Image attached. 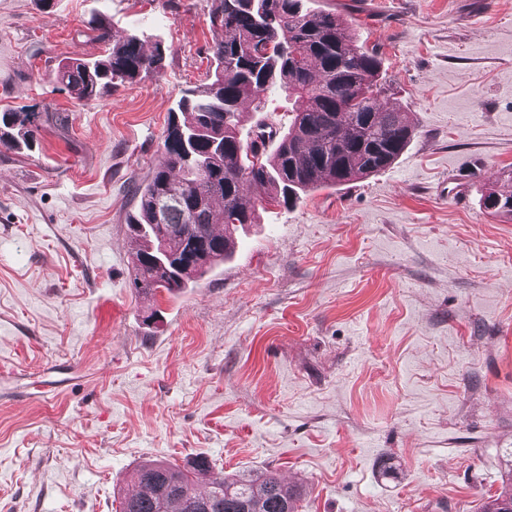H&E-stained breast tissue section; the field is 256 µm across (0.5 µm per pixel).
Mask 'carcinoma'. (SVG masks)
I'll return each instance as SVG.
<instances>
[{
    "label": "carcinoma",
    "instance_id": "carcinoma-1",
    "mask_svg": "<svg viewBox=\"0 0 512 512\" xmlns=\"http://www.w3.org/2000/svg\"><path fill=\"white\" fill-rule=\"evenodd\" d=\"M210 22L225 32L212 49L214 77L177 101L163 132L162 161L137 186L127 219L144 242L131 259L133 286L142 293L178 291L223 261L231 240L214 235L213 226L257 223L248 194L272 204L365 178L389 167L413 137L403 114L380 102L388 88L377 52L357 43L341 15L311 11L303 0H214ZM98 31L104 54L72 57L57 73L76 98L91 100L117 83L161 74L162 44L147 54L135 35L110 42L105 24ZM273 88L292 101V119L269 154L267 125L247 140L238 125L241 108L248 103L263 111ZM39 118L1 112L0 148L31 144ZM483 206L512 216V185L490 190ZM505 465V485L477 512H512V450ZM203 476L209 490L200 494L196 483ZM133 480L138 492L122 499L121 512H297L302 497L270 470L226 476L203 456L186 466L144 461Z\"/></svg>",
    "mask_w": 512,
    "mask_h": 512
}]
</instances>
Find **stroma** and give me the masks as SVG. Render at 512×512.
Masks as SVG:
<instances>
[{
  "label": "stroma",
  "mask_w": 512,
  "mask_h": 512,
  "mask_svg": "<svg viewBox=\"0 0 512 512\" xmlns=\"http://www.w3.org/2000/svg\"><path fill=\"white\" fill-rule=\"evenodd\" d=\"M376 48L414 129L391 167L237 228L173 293L138 292L127 218L182 92L224 38L213 0H0V512H120L147 459L304 484L298 512H476L512 448V0H305ZM161 75L76 100L96 27ZM41 112H1L0 148L18 149L32 144L39 131ZM507 190L492 189L483 198V206L493 214L512 216V184Z\"/></svg>",
  "instance_id": "1"
}]
</instances>
